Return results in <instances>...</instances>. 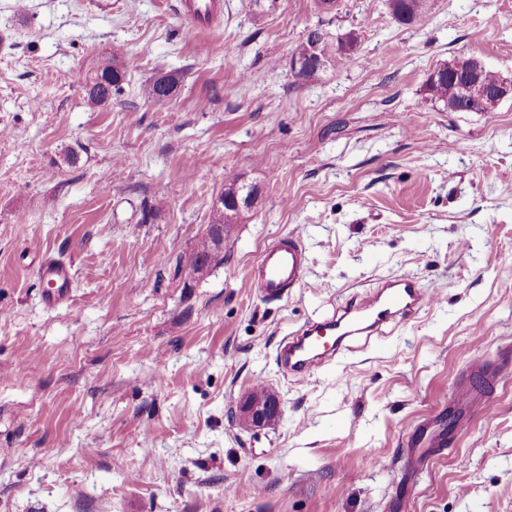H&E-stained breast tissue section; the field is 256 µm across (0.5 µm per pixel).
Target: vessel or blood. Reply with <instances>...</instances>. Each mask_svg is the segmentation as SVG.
Instances as JSON below:
<instances>
[{
  "mask_svg": "<svg viewBox=\"0 0 512 512\" xmlns=\"http://www.w3.org/2000/svg\"><path fill=\"white\" fill-rule=\"evenodd\" d=\"M185 14L192 22L208 26L222 11L221 0H183ZM306 255L300 234L290 233L268 247L253 269L254 278L265 299H282L290 289L303 286ZM41 279L49 285L43 296L48 306L63 303L69 294L72 273L68 263L41 259ZM433 301L419 288L407 271L377 283L366 295L338 306L320 321L306 323L279 348L278 361L293 375H304L314 367L347 350L358 336H376L392 319L409 320Z\"/></svg>",
  "mask_w": 512,
  "mask_h": 512,
  "instance_id": "vessel-or-blood-1",
  "label": "vessel or blood"
}]
</instances>
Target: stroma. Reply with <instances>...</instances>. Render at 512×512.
Wrapping results in <instances>:
<instances>
[{
  "mask_svg": "<svg viewBox=\"0 0 512 512\" xmlns=\"http://www.w3.org/2000/svg\"><path fill=\"white\" fill-rule=\"evenodd\" d=\"M172 2L0 0V512H512V99L448 112L424 91L463 54L512 81V0H427L414 25L385 0H223L205 28ZM325 21L358 44L295 82ZM113 48L102 109L78 77ZM164 74L174 96L145 100ZM234 181L251 218L185 287L177 260ZM294 231L305 284L266 301L251 269ZM42 254L71 263L67 303L43 302ZM402 270L433 305L280 370L285 336ZM477 362L489 416L462 399ZM259 385L282 414L246 429ZM94 70L108 86L101 87L97 92L88 93V100L96 106H107L112 102L113 93L121 90L122 81L126 76L119 54L112 52L100 57Z\"/></svg>",
  "mask_w": 512,
  "mask_h": 512,
  "instance_id": "stroma-1",
  "label": "stroma"
}]
</instances>
